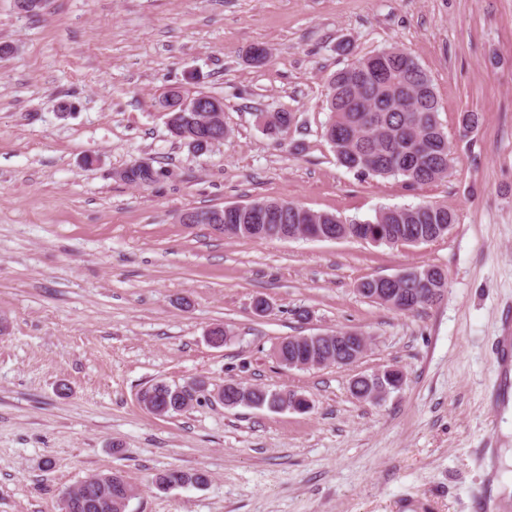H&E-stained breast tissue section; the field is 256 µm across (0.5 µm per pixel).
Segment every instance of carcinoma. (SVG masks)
Masks as SVG:
<instances>
[{
  "mask_svg": "<svg viewBox=\"0 0 512 512\" xmlns=\"http://www.w3.org/2000/svg\"><path fill=\"white\" fill-rule=\"evenodd\" d=\"M330 117L324 137L337 162L367 177L402 176L411 185H426L448 174L452 149L439 119V103L431 79L408 52L402 56L382 49L361 55L336 72L327 86ZM208 119L200 112H184L182 124L168 128L170 135L185 140L183 130ZM295 122L292 112H275L263 121V131L272 135ZM126 183L148 186L156 179L154 168L134 164L127 167ZM277 215L259 220L244 210L224 215V235L229 238H277L293 229L305 238H315L336 226V233L357 236L366 241L397 245L410 238L423 243L448 235V225L456 216L445 204L425 201L416 206L380 209L372 220H343L334 214L316 212L299 204L263 200ZM395 287L403 300L400 310L412 312L430 305L448 287L447 274L434 266L416 267L393 285L368 278L359 291L372 297L379 288ZM257 403L270 399L281 402L288 393L254 387Z\"/></svg>",
  "mask_w": 512,
  "mask_h": 512,
  "instance_id": "1",
  "label": "carcinoma"
}]
</instances>
